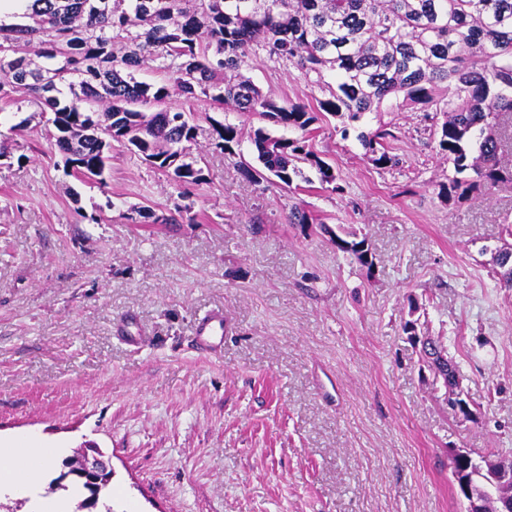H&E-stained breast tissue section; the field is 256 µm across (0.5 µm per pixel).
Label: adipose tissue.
<instances>
[{
	"mask_svg": "<svg viewBox=\"0 0 512 512\" xmlns=\"http://www.w3.org/2000/svg\"><path fill=\"white\" fill-rule=\"evenodd\" d=\"M58 454L31 438L0 446V499L29 498L33 512H70L69 497L42 500L34 495L35 484Z\"/></svg>",
	"mask_w": 512,
	"mask_h": 512,
	"instance_id": "obj_1",
	"label": "adipose tissue"
}]
</instances>
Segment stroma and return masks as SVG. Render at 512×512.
<instances>
[{"label":"stroma","mask_w":512,"mask_h":512,"mask_svg":"<svg viewBox=\"0 0 512 512\" xmlns=\"http://www.w3.org/2000/svg\"><path fill=\"white\" fill-rule=\"evenodd\" d=\"M246 74L312 102L265 54ZM38 111L23 92L0 103V441L95 445L112 464L95 512H465L455 455L512 459V288L494 261L512 184L442 201L452 169L423 113L315 122L338 194L306 165L289 189L247 179L213 124L260 119L205 97L190 146L205 181L187 189L117 142L106 186L80 180ZM388 123L399 163L379 168L357 132ZM296 204L314 223H291ZM140 206L160 223H131ZM341 229L373 269L337 248ZM218 308L224 350L205 358L192 327ZM414 315L470 416L433 386ZM138 334L150 344H126Z\"/></svg>","instance_id":"35a3bbf8"}]
</instances>
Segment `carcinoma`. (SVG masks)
Listing matches in <instances>:
<instances>
[{
  "label": "carcinoma",
  "mask_w": 512,
  "mask_h": 512,
  "mask_svg": "<svg viewBox=\"0 0 512 512\" xmlns=\"http://www.w3.org/2000/svg\"><path fill=\"white\" fill-rule=\"evenodd\" d=\"M22 24L0 23V70L12 90L32 95L52 115L55 146L80 177L103 183L112 142L181 184L204 180L190 152L196 125L184 110L149 108L177 93L201 96L273 126L301 132L250 130L255 181L292 186L301 165L321 184L344 191L310 145L317 114L359 122L370 112H431L438 154L454 174L439 189L449 202L512 182L505 154L512 130V0H19ZM265 52L305 76L315 105L286 104L243 74ZM31 53L52 62L32 67ZM161 61L164 82L136 78ZM331 73L336 84L326 81ZM217 146L232 151L240 129L214 127ZM391 131H361L358 140L377 166L397 163ZM336 246L372 269L366 239L336 237ZM512 246L499 250L500 281L512 288Z\"/></svg>",
  "instance_id": "cac0c4a2"
}]
</instances>
